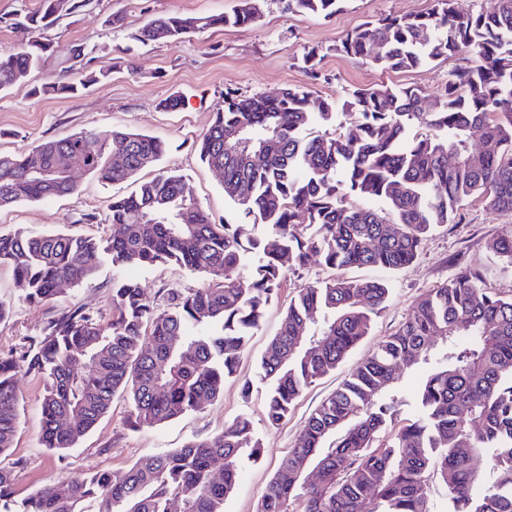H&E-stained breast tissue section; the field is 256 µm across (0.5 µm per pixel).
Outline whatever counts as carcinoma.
I'll return each instance as SVG.
<instances>
[{
	"instance_id": "cac0c4a2",
	"label": "carcinoma",
	"mask_w": 512,
	"mask_h": 512,
	"mask_svg": "<svg viewBox=\"0 0 512 512\" xmlns=\"http://www.w3.org/2000/svg\"><path fill=\"white\" fill-rule=\"evenodd\" d=\"M260 0H240L220 16L168 14L130 34L136 43H171L212 27H245L261 17ZM340 0H281L295 15L329 17ZM87 0H41L15 20L25 37L0 49V91L37 68L50 50L41 31ZM107 47H72L78 78L35 86V96L74 97L111 75L83 61ZM338 54L369 58L383 70L407 71L456 54L444 93L418 87L357 89L338 102L304 86L276 96L224 93L196 148L224 173V195L238 224H214L184 194V176L163 170L131 194L112 199L100 237L19 230L0 235V264L26 285L25 300L47 302L93 281L112 265V319L74 306L48 321L16 355L0 356V454L18 427L19 371L46 379L42 443L76 445L117 396L131 403L132 427L149 428L198 411L219 398L224 379L259 330L290 270L313 257L338 275L300 287L260 360L269 382L264 419L278 425L302 392L336 369L386 307L380 279L354 278L357 267L398 270L412 264L435 230L466 203L512 214V0H488L464 12L458 0H434L427 15L367 22L337 44ZM355 112V124L339 133ZM316 125L327 127L311 134ZM415 128L429 130L414 134ZM478 143V162H470ZM166 144L132 131L78 133L0 152V208L73 194L77 185L38 171L76 157L103 183L135 177L157 164ZM122 154L117 165L113 156ZM456 157L448 162V155ZM376 198L374 209L350 202ZM512 269V230L487 241ZM177 265L207 278L203 288L170 290L157 312L132 267ZM423 371L413 417L403 418V374ZM79 412L80 418L70 420ZM470 449L464 455L460 449ZM264 446L251 419L236 417L210 439L124 471L73 476L18 500L0 470V512H224L240 465ZM223 463L221 475L214 464ZM434 481L448 512H512V296L484 287L481 272L459 270L417 297L402 322L328 395L298 431L269 480L257 512H429Z\"/></svg>"
}]
</instances>
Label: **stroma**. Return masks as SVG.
<instances>
[{
    "mask_svg": "<svg viewBox=\"0 0 512 512\" xmlns=\"http://www.w3.org/2000/svg\"><path fill=\"white\" fill-rule=\"evenodd\" d=\"M239 0H90L88 6L61 17L43 37L52 47L40 68L9 90L0 92V152L18 153L31 144L89 130H130L155 136L166 143L157 168L120 183H102L91 175L76 173L77 193L38 202H20L0 208V235L17 230L42 233L68 232L86 236L109 233L104 222L113 198L131 193L156 170L175 169L185 177L194 199L215 223H236L239 214L215 172L201 163L196 142L208 129L212 116L224 103V93L273 95L282 88L304 85L317 96L347 99L358 87L417 86L427 94L442 93L448 75L464 65L463 56L441 58L408 71H384L370 61L334 52V45L348 32L368 21L386 16L423 15L433 0H343L335 15L324 18L285 13L279 0H261V19L247 27L209 29L190 34L173 44L157 41L128 48L123 30L105 26L106 17L121 12L126 28L164 14L212 15L232 11ZM90 47L105 44L110 53L97 52L89 66L108 68L109 80L90 86L73 98L33 96L35 85L67 80L66 70L75 43ZM321 54L318 78L303 70L308 49ZM180 97L181 105L162 109L164 100ZM512 226V214L498 213L479 203L465 205L457 222L444 226L425 241L417 260L408 267L384 273L390 290L386 308L374 317L372 329L335 371L308 387L283 423L266 426L262 410L267 385L260 377L259 359L277 333L282 313L300 286L326 279L331 269L311 262L305 270L289 274L277 300L269 307L261 328L243 354L236 376L225 379L224 394L203 410L188 413L161 426L133 429L131 406L115 398L109 412L75 445L64 452L45 448L41 441V404L44 379L20 374V420L13 447L0 456V468L11 472L17 497L72 476L102 470H123L136 460L159 456L195 438L220 434L225 423L249 415L263 440L265 454L241 466L236 492L225 501L224 512H256L258 502L279 461L292 448L295 437L319 402L343 381L376 344L405 317L423 292L452 278L460 268L485 273L493 291L512 295V271L501 270L487 251L486 241ZM140 282L150 304L167 305L171 289L199 288L204 277L175 267L139 268ZM25 286L10 266L0 265V301L13 307L0 323V354L19 350L26 338L40 335L46 323L64 310L81 305L102 319L112 315V266L104 264L97 277L79 288H68L42 304L25 302ZM251 380L250 395L242 383Z\"/></svg>",
    "mask_w": 512,
    "mask_h": 512,
    "instance_id": "obj_1",
    "label": "stroma"
}]
</instances>
